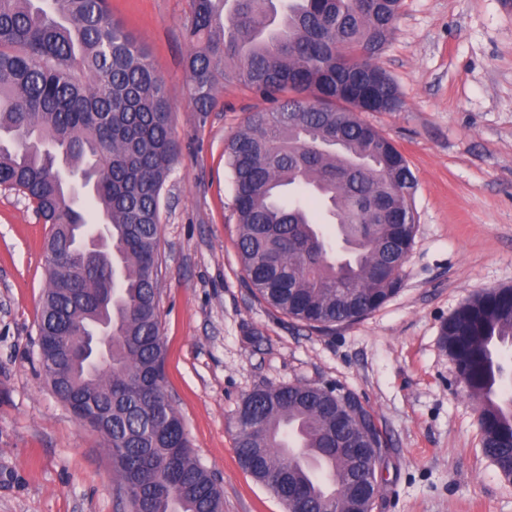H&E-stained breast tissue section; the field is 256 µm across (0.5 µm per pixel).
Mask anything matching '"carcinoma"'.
<instances>
[{"mask_svg": "<svg viewBox=\"0 0 512 512\" xmlns=\"http://www.w3.org/2000/svg\"><path fill=\"white\" fill-rule=\"evenodd\" d=\"M185 68L206 122L236 81L272 104L227 147L240 260L253 293L314 330L352 324L401 289L416 227L403 154L362 112L400 97L375 57L401 0H189ZM163 81L107 0H0V186L50 225L38 321L53 392L97 408L128 512H222L162 386L158 315L160 200L177 156ZM84 191L110 231L81 248ZM333 224L336 236L323 230ZM112 287V303L105 288ZM112 321V373H95L92 328ZM467 393L480 401L485 455L512 477V287L482 291L441 330ZM241 465L287 512H371L383 435L339 385L268 386L238 408Z\"/></svg>", "mask_w": 512, "mask_h": 512, "instance_id": "cac0c4a2", "label": "carcinoma"}]
</instances>
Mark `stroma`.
Listing matches in <instances>:
<instances>
[{
    "instance_id": "obj_1",
    "label": "stroma",
    "mask_w": 512,
    "mask_h": 512,
    "mask_svg": "<svg viewBox=\"0 0 512 512\" xmlns=\"http://www.w3.org/2000/svg\"><path fill=\"white\" fill-rule=\"evenodd\" d=\"M148 50L172 109L178 158L161 195L158 312L164 391L224 512H286L236 454V412L264 386L340 385L381 429L372 512H512V480L482 451L479 404L440 329L473 295L512 287V0H402L376 58L394 112H366L417 181L400 292L318 332L245 284L225 147L268 101L238 83L199 122L184 68L188 0H108ZM49 227L0 188V512H125L102 437L47 385L37 323Z\"/></svg>"
}]
</instances>
